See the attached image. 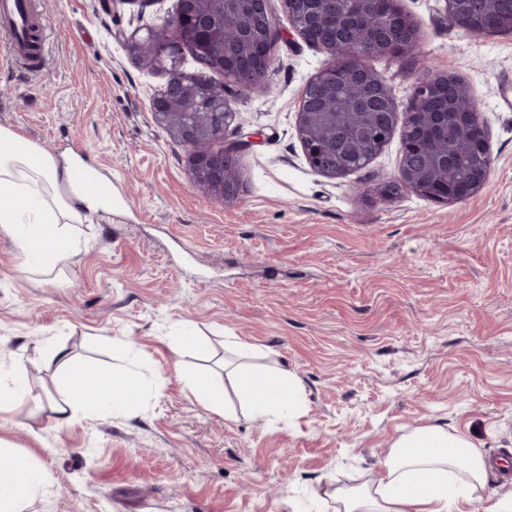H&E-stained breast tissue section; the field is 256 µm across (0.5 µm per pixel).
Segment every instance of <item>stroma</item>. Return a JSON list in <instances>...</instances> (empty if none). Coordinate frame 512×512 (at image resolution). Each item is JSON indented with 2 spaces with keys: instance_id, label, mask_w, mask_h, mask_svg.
I'll return each instance as SVG.
<instances>
[{
  "instance_id": "obj_1",
  "label": "stroma",
  "mask_w": 512,
  "mask_h": 512,
  "mask_svg": "<svg viewBox=\"0 0 512 512\" xmlns=\"http://www.w3.org/2000/svg\"><path fill=\"white\" fill-rule=\"evenodd\" d=\"M49 50L40 70L0 66V127L64 165L82 154L112 178V212L75 225L77 249L28 273L0 231V372L24 366L30 400L0 412V442L29 454L47 490L26 512H334L328 484L376 477L392 442L434 425L494 459L512 448V34L475 37L449 23L444 0H401L420 28L417 54L370 59L405 112L427 65L472 88L489 132L488 187L445 205L405 192L373 200L393 177L392 137L361 170L332 180L307 164L295 112L326 56L282 31L269 79L277 95L229 102L251 145L240 187L209 199L184 149L153 119L164 73L123 43L162 24L176 0H34ZM190 325L205 353L174 351ZM128 344L135 365L99 339ZM294 375L306 395L294 419H227L204 409L173 361L228 382L226 342ZM51 343L95 365L134 367L145 399L131 416L55 422Z\"/></svg>"
}]
</instances>
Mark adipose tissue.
Masks as SVG:
<instances>
[{"mask_svg":"<svg viewBox=\"0 0 512 512\" xmlns=\"http://www.w3.org/2000/svg\"><path fill=\"white\" fill-rule=\"evenodd\" d=\"M101 199L73 184L68 168L37 147L0 149V230L10 235L28 271H50L72 250V224L103 208ZM241 365L235 393L254 415L292 417L304 402V391L289 373L254 365V347L233 343ZM47 356L60 360L65 398L59 421L79 413L106 418L135 413L141 398L130 380L104 367H94L54 346ZM194 398L208 410L233 418L222 388L201 371L175 364ZM487 462L464 437L438 426H423L399 436L380 462L378 476L359 488L337 487L330 498L336 512H450L485 485ZM45 476L28 455L0 445V512H24L43 494Z\"/></svg>","mask_w":512,"mask_h":512,"instance_id":"1","label":"adipose tissue"}]
</instances>
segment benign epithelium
Wrapping results in <instances>:
<instances>
[{
    "mask_svg": "<svg viewBox=\"0 0 512 512\" xmlns=\"http://www.w3.org/2000/svg\"><path fill=\"white\" fill-rule=\"evenodd\" d=\"M205 2L178 0L174 14L160 25L168 30L162 43H153L154 29L150 28L144 36L132 33L125 40L124 48L133 62L168 74L166 83L152 98L153 117L169 137L185 149L192 183L203 188L208 196L229 202L236 196L235 187L239 182V172L230 152L249 146V141L241 139L229 148L224 147L225 132L237 120V112L226 98L227 84H233L244 96L257 89H269L268 75L273 63L271 45L281 33L270 18L268 0H225L246 19L244 33L236 40L226 41L223 30L218 28L224 14L206 11L202 7ZM361 2L371 5L372 10L381 15L380 23L368 29L366 42L351 36L350 27L345 23L339 26V38L322 39L326 19L341 12L342 0H281L294 32L327 54L325 65L306 84L295 113L296 135L310 168L333 180L348 175L333 163L331 155L324 151L315 136L316 119L335 108L331 87L341 75L367 89L366 95L348 104V110L361 113L368 124L380 116L386 127L399 123L408 127L425 125L430 104L444 94L448 86L461 85L470 100V110L450 113L442 135L449 140L456 129L467 128L478 151L490 154L488 134L480 120L475 97L469 87L452 74L432 72L420 80L413 89L407 111L398 115L385 78L370 68L366 60L375 56L398 59L414 52L419 44V27L402 9L400 0ZM499 3L500 0H484L485 9L498 14V30L512 33V10L498 11ZM185 49L195 53L202 64L224 75V82L201 83L194 88L187 84L185 73L180 71ZM190 90L204 98L221 100L223 108L219 112H204L194 121L184 120L179 108ZM413 150L415 145L411 143L401 145L402 158L397 174L378 187L380 200L391 201L410 190L450 204L480 193L488 184L490 168L484 167L475 170L465 185L438 192L427 179V166L433 164V160H426L424 154H415Z\"/></svg>",
    "mask_w": 512,
    "mask_h": 512,
    "instance_id": "7a95c632",
    "label": "benign epithelium"
}]
</instances>
